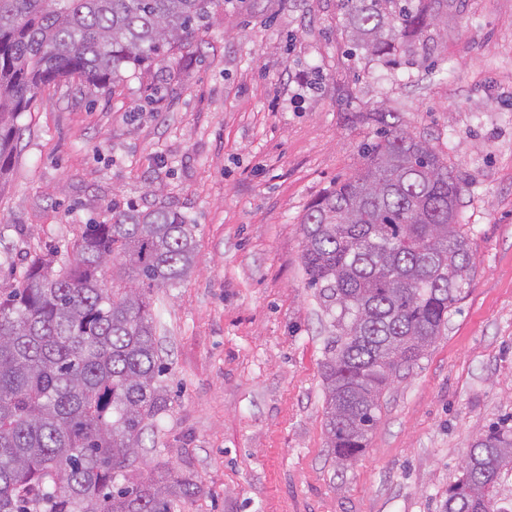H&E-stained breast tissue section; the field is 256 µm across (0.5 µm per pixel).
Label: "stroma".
I'll return each mask as SVG.
<instances>
[{"mask_svg":"<svg viewBox=\"0 0 512 512\" xmlns=\"http://www.w3.org/2000/svg\"><path fill=\"white\" fill-rule=\"evenodd\" d=\"M346 42L338 0H226L193 48L110 91L47 87L21 119L0 181V288L114 205L162 203L196 226L193 274L152 294L170 401L135 464L197 481L174 512H442L472 441L512 415V0H448L446 26L394 63ZM381 111L464 179L474 267L341 472L301 220L363 166Z\"/></svg>","mask_w":512,"mask_h":512,"instance_id":"35a3bbf8","label":"stroma"}]
</instances>
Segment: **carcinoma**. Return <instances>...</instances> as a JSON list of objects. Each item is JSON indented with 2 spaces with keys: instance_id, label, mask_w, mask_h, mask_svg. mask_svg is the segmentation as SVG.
Wrapping results in <instances>:
<instances>
[{
  "instance_id": "cac0c4a2",
  "label": "carcinoma",
  "mask_w": 512,
  "mask_h": 512,
  "mask_svg": "<svg viewBox=\"0 0 512 512\" xmlns=\"http://www.w3.org/2000/svg\"><path fill=\"white\" fill-rule=\"evenodd\" d=\"M221 2L0 0V178L39 90L75 78L115 86L162 49L192 45ZM339 2L351 49L385 59L421 40L447 0ZM376 120L364 167L302 220L308 285L330 321L324 426L342 470L374 432L397 366L441 336L471 272L463 179L392 113ZM196 263L185 216L129 205L81 225L71 259L35 255L0 289V512H172L201 492L174 468L128 476L168 405L150 293L177 287ZM504 471L512 426L498 423L471 445L443 512H512L497 506Z\"/></svg>"
}]
</instances>
